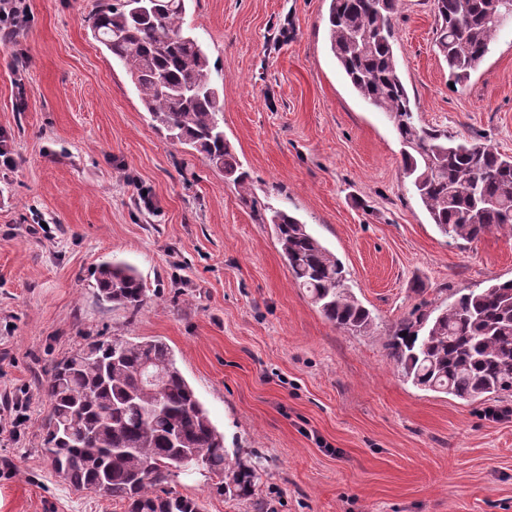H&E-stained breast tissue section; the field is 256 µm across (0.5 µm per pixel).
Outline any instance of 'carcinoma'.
<instances>
[{
    "mask_svg": "<svg viewBox=\"0 0 512 512\" xmlns=\"http://www.w3.org/2000/svg\"><path fill=\"white\" fill-rule=\"evenodd\" d=\"M190 0H100L95 38L130 77L137 95L169 138L193 147L251 195L224 136V97L199 40L184 28ZM401 0H329L330 50L354 91L386 112L402 146L403 174L439 231L472 241L512 229V155L477 139L458 141L420 125L393 45ZM435 45L454 82L478 71L512 14V0H434ZM496 204L491 205L489 201ZM295 284L336 328L369 334L371 311L347 284L342 262L307 225L264 207ZM99 300L134 318L146 301L136 269L105 261L97 268ZM405 381L461 399L512 396V280L461 289L449 302L415 307L386 337ZM163 373L161 387L146 369ZM50 410L43 449L74 486L121 502L126 512H203L200 500L165 488L179 460L193 455L221 477L216 492L253 500L258 464L229 454L175 355L161 339L99 336L56 362L43 383Z\"/></svg>",
    "mask_w": 512,
    "mask_h": 512,
    "instance_id": "1",
    "label": "carcinoma"
}]
</instances>
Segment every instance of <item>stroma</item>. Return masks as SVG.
I'll return each instance as SVG.
<instances>
[{"instance_id":"stroma-1","label":"stroma","mask_w":512,"mask_h":512,"mask_svg":"<svg viewBox=\"0 0 512 512\" xmlns=\"http://www.w3.org/2000/svg\"><path fill=\"white\" fill-rule=\"evenodd\" d=\"M28 3L16 45H0V140L15 160L0 167V512H124L56 476L41 446L40 385L95 336L163 339L225 448L261 462L275 512H512V400L417 389L384 348L421 302L512 279V233L464 242L431 224L392 123L329 49L327 0L189 5L251 204L152 120L90 28L97 0ZM396 30L420 123L512 153V22L456 85L433 0H403ZM264 204L343 262L370 334L336 329L297 287ZM112 259L142 279L135 318L96 296ZM215 482L182 474L172 487L205 512H254Z\"/></svg>"}]
</instances>
